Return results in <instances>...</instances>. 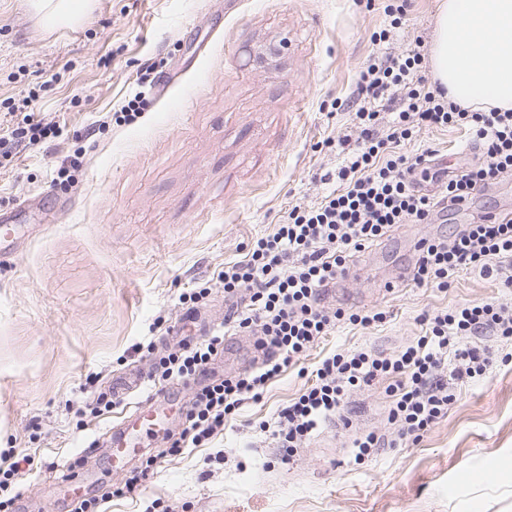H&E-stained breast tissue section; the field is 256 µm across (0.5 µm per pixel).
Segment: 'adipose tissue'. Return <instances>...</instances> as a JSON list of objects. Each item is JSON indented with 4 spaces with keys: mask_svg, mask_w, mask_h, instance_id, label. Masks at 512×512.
Here are the masks:
<instances>
[{
    "mask_svg": "<svg viewBox=\"0 0 512 512\" xmlns=\"http://www.w3.org/2000/svg\"><path fill=\"white\" fill-rule=\"evenodd\" d=\"M430 65L450 101L512 111V0H441Z\"/></svg>",
    "mask_w": 512,
    "mask_h": 512,
    "instance_id": "obj_1",
    "label": "adipose tissue"
}]
</instances>
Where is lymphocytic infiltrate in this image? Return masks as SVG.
<instances>
[{"mask_svg":"<svg viewBox=\"0 0 512 512\" xmlns=\"http://www.w3.org/2000/svg\"><path fill=\"white\" fill-rule=\"evenodd\" d=\"M420 52L389 56L360 72L352 122L359 131L355 148L332 190L315 205L293 206L274 234L256 238L243 258L225 264L220 274L224 291L242 294L249 304L224 317L242 333L254 335L261 350L260 367L207 383L209 364L224 343L223 336L202 338L160 359L152 382L198 383L182 407V429L169 437L168 452L209 443L223 431L229 415L244 401H257L265 387L295 364L332 330L337 322L368 327L383 313H346L322 303L324 289L346 274L352 253L383 237L397 224H429L438 211L470 202L474 190L512 174V111H472L444 96L441 86L420 73ZM386 99L391 121L379 131L374 104ZM465 129L478 160L460 175L448 177L431 165V149L409 156L399 152L421 127ZM443 189L442 198L419 190V182ZM476 270L512 288V218L489 214L460 225L452 238H425L418 243L412 280L416 286L447 290L456 273ZM422 336L390 356L367 350L343 351L324 357L314 381L260 428L290 459L320 427L342 417L351 391L385 378L392 407L388 421L399 439L419 442L444 416L455 395L450 380L483 376L487 350L469 344L472 336L512 338V305L504 302L462 304L451 310L425 313Z\"/></svg>","mask_w":512,"mask_h":512,"instance_id":"lymphocytic-infiltrate-1","label":"lymphocytic infiltrate"}]
</instances>
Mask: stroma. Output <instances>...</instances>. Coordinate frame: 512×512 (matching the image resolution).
I'll use <instances>...</instances> for the list:
<instances>
[{"label": "stroma", "mask_w": 512, "mask_h": 512, "mask_svg": "<svg viewBox=\"0 0 512 512\" xmlns=\"http://www.w3.org/2000/svg\"><path fill=\"white\" fill-rule=\"evenodd\" d=\"M440 0H411L392 26L382 0H94L78 24L45 27L28 0H0V125L29 101L36 119L62 128L33 148L9 146L0 167V468L7 453L30 468L0 501L15 512H71L74 476L104 512H512V339L492 347L483 378L454 385L447 414L417 444L355 462L352 442L391 434L387 381L355 391L347 421L324 424L282 462L259 429L312 383L325 356L365 348L391 355L420 336V315L458 304L512 303V288L471 271L447 291L390 285L396 262H414L418 239L449 236L473 212L512 211V176L432 224H405L357 253L336 305L383 312L367 328L339 323L265 390L243 404L213 441L165 455L163 436L142 434L129 467L107 460L106 430L148 402L153 386L95 411L112 378L148 366L156 328L187 343L223 325L244 298L224 296L219 274L249 242L273 234L289 209L332 191L359 132L349 106L369 60L428 53ZM385 41H373L377 31ZM287 39L285 55L254 53ZM138 121L112 114L136 92ZM436 151L465 168L464 131L424 128L403 151ZM80 162L78 183L55 185ZM210 293L186 318L181 293ZM161 460L141 491L114 496L132 469Z\"/></svg>", "instance_id": "35a3bbf8"}]
</instances>
